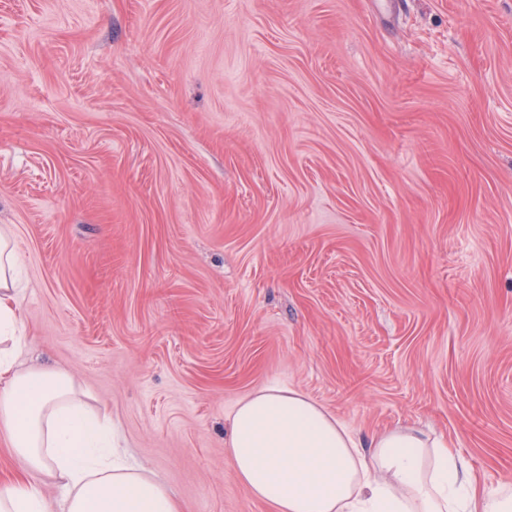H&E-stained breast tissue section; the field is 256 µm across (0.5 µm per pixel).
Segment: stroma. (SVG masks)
Wrapping results in <instances>:
<instances>
[{
  "mask_svg": "<svg viewBox=\"0 0 512 512\" xmlns=\"http://www.w3.org/2000/svg\"><path fill=\"white\" fill-rule=\"evenodd\" d=\"M29 363L182 512H274L270 386L512 481V0H0Z\"/></svg>",
  "mask_w": 512,
  "mask_h": 512,
  "instance_id": "1",
  "label": "stroma"
}]
</instances>
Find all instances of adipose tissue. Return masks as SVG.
I'll list each match as a JSON object with an SVG mask.
<instances>
[{
	"label": "adipose tissue",
	"instance_id": "ef3b65f1",
	"mask_svg": "<svg viewBox=\"0 0 512 512\" xmlns=\"http://www.w3.org/2000/svg\"><path fill=\"white\" fill-rule=\"evenodd\" d=\"M18 271L0 227V433L20 469L0 485V512H181L151 470L116 459L111 417L69 371L26 363ZM228 451L276 512H512V486L480 487L448 441L409 426L361 437L291 387L238 403Z\"/></svg>",
	"mask_w": 512,
	"mask_h": 512
}]
</instances>
